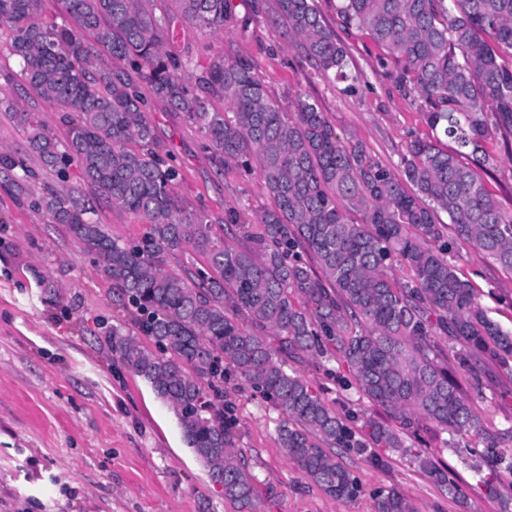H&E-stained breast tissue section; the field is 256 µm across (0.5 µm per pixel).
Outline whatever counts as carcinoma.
Returning a JSON list of instances; mask_svg holds the SVG:
<instances>
[{
	"label": "carcinoma",
	"mask_w": 512,
	"mask_h": 512,
	"mask_svg": "<svg viewBox=\"0 0 512 512\" xmlns=\"http://www.w3.org/2000/svg\"><path fill=\"white\" fill-rule=\"evenodd\" d=\"M149 2L63 0L70 22L60 24L41 18V0H0V25L13 31L21 77L59 109L68 129L61 141L36 113L13 108L26 153L1 152L0 170L20 182L33 175L29 155L60 178L79 164L83 186L48 188L30 205L97 252L127 310V324L104 331L110 353L174 411L188 447L238 512L252 510L255 486L224 422L218 383L226 364L281 410L280 447L326 496L360 494L343 455L381 467L373 445L410 457L461 496L432 456L406 446L399 432L372 425L368 438L356 437L240 315L281 336L290 353L334 346L362 396L403 431L424 420L481 442L482 491L503 499L497 474L505 456L455 372L468 376L474 392L484 387L486 362L512 373V331L487 315L448 258L453 243L437 212L448 215L456 239L512 272V211L501 210L478 173L492 161V143L512 137V0H339L341 22L373 42L379 67L421 107L430 129L410 134L398 171L361 142L342 140L305 95L283 107L241 55L213 59L192 87L165 48L166 18ZM177 2L206 32L223 30L231 18V0ZM277 16L316 72L356 90L347 49L315 0H277ZM104 55L128 61L152 94L201 129L216 170L258 166L274 205L258 232L248 233L249 247L214 238L208 217L174 195L180 173L145 116L143 93L128 74L104 65ZM213 97L224 110L212 107ZM441 134L457 148L442 147ZM104 202L140 216L143 235L113 239L94 219ZM189 247L207 255L208 270L164 268ZM395 261L410 273L404 283L388 273ZM437 335L455 342L453 354ZM374 502L375 512H415L395 487L377 490Z\"/></svg>",
	"instance_id": "carcinoma-1"
}]
</instances>
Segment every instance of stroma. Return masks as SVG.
<instances>
[{"instance_id": "35a3bbf8", "label": "stroma", "mask_w": 512, "mask_h": 512, "mask_svg": "<svg viewBox=\"0 0 512 512\" xmlns=\"http://www.w3.org/2000/svg\"><path fill=\"white\" fill-rule=\"evenodd\" d=\"M336 4L316 0L348 50L358 77L353 93L342 82L321 77L303 61L297 43L276 31V0H233L232 23L215 34L189 26L175 0H154L156 14L168 16L166 48L188 60L189 78L215 57L243 55L272 97L286 105L304 93L339 135L362 142L385 165L398 168L409 133L424 134L428 128L419 108L377 66L370 40L341 24ZM10 42V31L0 29V75L11 77L5 86L8 101L37 113L64 137L56 106L37 97L20 77ZM146 115L182 174L176 195L209 217L215 235L223 234L228 209L257 228L272 205L257 173L234 167L217 171L198 126L165 100L147 95ZM29 166L33 175L21 183L0 173V512H237L188 448L174 413L108 351L101 325L122 323L125 313L101 267L63 225L50 223L31 206L45 187L82 186L79 168L70 167L61 179L42 170L37 159ZM452 257L489 317L512 331V274L463 243L455 245ZM45 276L53 293L44 290ZM286 362L332 407L363 422L390 423L383 408L345 386L347 368L335 351L291 354ZM483 380L482 392L472 400L489 430L500 435L501 448L510 449L512 377L489 362ZM221 388L224 410L235 420L234 450L256 485L253 512H374V492L391 486L416 512H502L499 501L478 489L486 471L482 458L449 447L448 433L432 427L420 429L407 443L426 449L447 469L464 499L449 497L393 451L381 468L345 456L362 492L351 500L329 498L280 447L282 412L241 388L232 369H225Z\"/></svg>"}]
</instances>
